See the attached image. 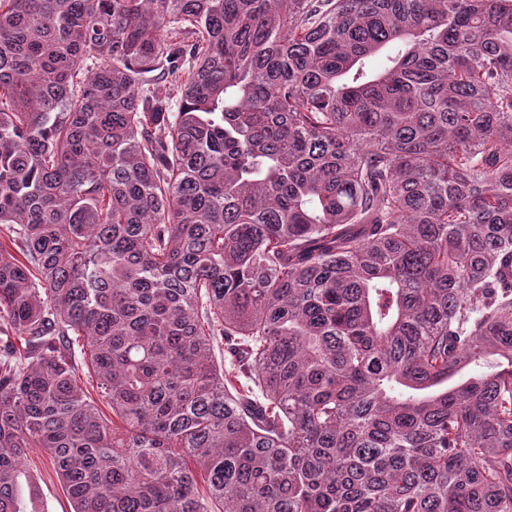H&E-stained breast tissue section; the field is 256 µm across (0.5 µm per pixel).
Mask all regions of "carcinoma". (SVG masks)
<instances>
[{"instance_id": "cac0c4a2", "label": "carcinoma", "mask_w": 512, "mask_h": 512, "mask_svg": "<svg viewBox=\"0 0 512 512\" xmlns=\"http://www.w3.org/2000/svg\"><path fill=\"white\" fill-rule=\"evenodd\" d=\"M510 261L512 0H0V512H512ZM26 478L21 496L30 509L33 498L39 512H71L72 505L66 496L48 456L41 448H30L25 459Z\"/></svg>"}]
</instances>
